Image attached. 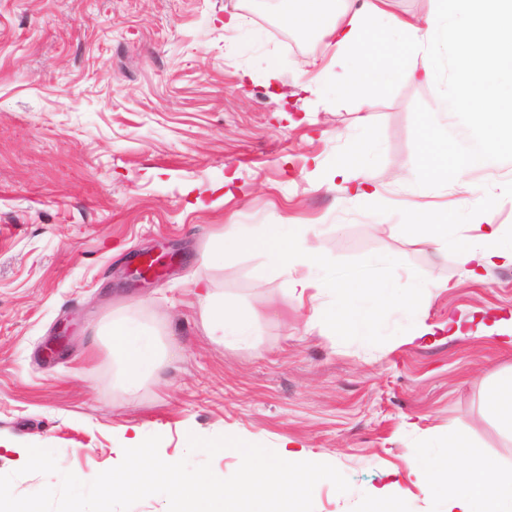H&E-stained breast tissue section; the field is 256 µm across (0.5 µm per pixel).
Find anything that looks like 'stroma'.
Returning <instances> with one entry per match:
<instances>
[{
  "mask_svg": "<svg viewBox=\"0 0 512 512\" xmlns=\"http://www.w3.org/2000/svg\"><path fill=\"white\" fill-rule=\"evenodd\" d=\"M284 0H0V474L29 495L57 475H18L36 445L82 481L117 466L133 429L160 436L164 461L210 462L222 478L237 451L189 452L188 437L235 436L317 454L350 481L313 491L314 512H367L372 491L399 480L403 512H433L409 473L444 461L466 438L512 470V435L490 414L492 373L512 370V343L477 331L512 317V265L471 279L453 252L414 245L411 221L457 224L478 187L477 224L512 226V165L468 164L447 180L420 171L423 118L454 93L456 46L439 80L398 76L368 95L303 92L330 51L320 37L280 38ZM236 15L241 25L224 26ZM382 186L371 205L323 179L355 143ZM228 224H312L324 266L381 258L375 275L413 316L385 306L372 340L334 333L300 305L288 273L247 246L219 253ZM180 268L142 287L123 273L150 249ZM211 294L203 301L196 283ZM251 317L252 346L205 335L211 304ZM462 318L467 333L443 326ZM157 338L162 380L129 383L109 329ZM420 326L430 335L404 342ZM69 334L63 355L46 344Z\"/></svg>",
  "mask_w": 512,
  "mask_h": 512,
  "instance_id": "stroma-1",
  "label": "stroma"
}]
</instances>
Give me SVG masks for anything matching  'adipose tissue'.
I'll list each match as a JSON object with an SVG mask.
<instances>
[{
  "instance_id": "adipose-tissue-1",
  "label": "adipose tissue",
  "mask_w": 512,
  "mask_h": 512,
  "mask_svg": "<svg viewBox=\"0 0 512 512\" xmlns=\"http://www.w3.org/2000/svg\"><path fill=\"white\" fill-rule=\"evenodd\" d=\"M291 2L293 8L286 13L289 25L320 27L333 50L329 65L320 72L322 84L330 89L345 87L350 57L363 52L371 57V74L401 69L410 80L431 85L438 77L436 67L427 63L402 69V52L431 56L451 43L469 48L470 61L456 69V93L439 100L438 118L428 120L425 126L420 163L446 173L447 167L438 162L436 153L447 144L454 145L463 165L471 160L490 165L512 160V0H433L434 8L422 23L390 13L389 0H333L336 19L323 27L318 24L319 10L301 9L300 0ZM465 107L471 110L473 126L459 132L449 127L444 117L459 114ZM328 179L338 183L343 193L365 202L375 204L381 198L378 185L359 164L357 152H348ZM467 230L464 224L406 227L416 243L450 244L457 264L474 279H483L490 267L512 265V231L488 226L471 236ZM314 234L310 224H269L262 229L230 224L224 229L221 245L246 244L266 251L275 264L287 270L288 288L297 298L311 290L340 293L341 310L329 318L340 332L371 337L374 316L386 304L411 312V298L386 294L384 284L369 277L373 260L342 272L323 269ZM207 333L247 344L254 326L249 316L226 313L217 305L211 310ZM110 335L114 348L124 357L130 379L161 375L164 363L150 333L116 322ZM468 455L478 461L477 470L463 471L453 459L437 469H414L416 481L427 483L433 492L436 512H512V475H503L496 460L482 458L476 450H469Z\"/></svg>"
}]
</instances>
